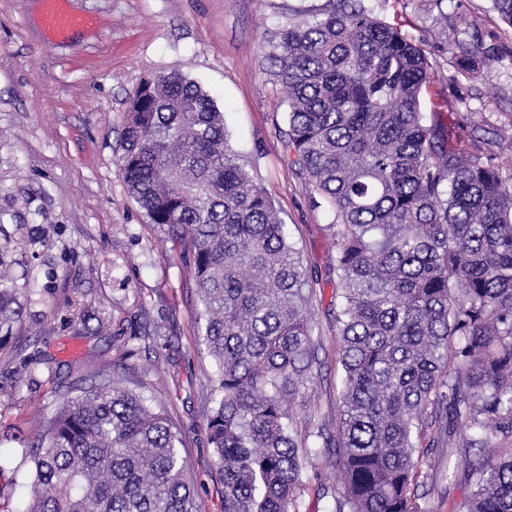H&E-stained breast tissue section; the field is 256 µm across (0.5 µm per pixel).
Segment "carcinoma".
<instances>
[{
    "label": "carcinoma",
    "mask_w": 512,
    "mask_h": 512,
    "mask_svg": "<svg viewBox=\"0 0 512 512\" xmlns=\"http://www.w3.org/2000/svg\"><path fill=\"white\" fill-rule=\"evenodd\" d=\"M268 45L287 158L334 212L336 423L294 425L287 402L319 364L314 280L209 93L175 71L144 77L117 160L149 222L191 254L224 512H300L319 456L339 473L333 512H422L419 448L454 423L471 432L463 512H512V185L425 123L429 57L361 0H328ZM17 293L0 288V331ZM35 429L20 512H202L165 407L118 378Z\"/></svg>",
    "instance_id": "1"
}]
</instances>
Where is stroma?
Returning a JSON list of instances; mask_svg holds the SVG:
<instances>
[{
	"label": "stroma",
	"mask_w": 512,
	"mask_h": 512,
	"mask_svg": "<svg viewBox=\"0 0 512 512\" xmlns=\"http://www.w3.org/2000/svg\"><path fill=\"white\" fill-rule=\"evenodd\" d=\"M327 0H67L86 20L47 42L43 0H0V264L20 288L21 314L0 339V512L29 492L37 446L31 418L50 420L108 366L163 404L203 512H224L223 475L209 445V378L198 337V296L168 227L149 223L116 160L127 99L154 72L198 82L224 114L228 142L270 193L315 280L309 321L321 366L289 404L299 426L335 419L341 364L336 335L333 212L287 160L288 106L262 72L264 48L289 19ZM433 64L420 109L443 120L471 153L512 178V27L493 0H363ZM470 22L466 51H449ZM454 426L424 455L434 481L425 512H456L467 493L448 448Z\"/></svg>",
	"instance_id": "stroma-1"
}]
</instances>
